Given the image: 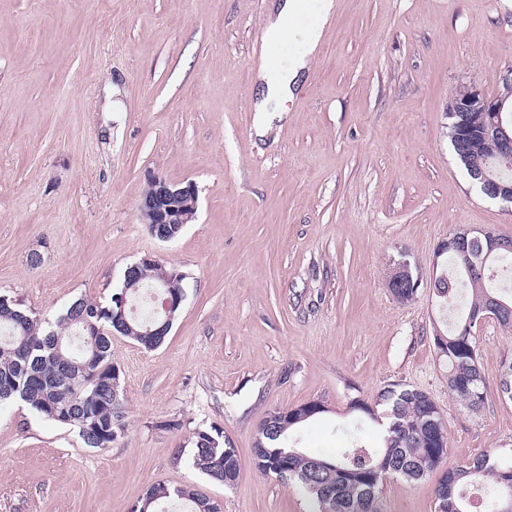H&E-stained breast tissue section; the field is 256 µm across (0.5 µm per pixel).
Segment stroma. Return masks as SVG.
<instances>
[{
  "label": "stroma",
  "instance_id": "1",
  "mask_svg": "<svg viewBox=\"0 0 512 512\" xmlns=\"http://www.w3.org/2000/svg\"><path fill=\"white\" fill-rule=\"evenodd\" d=\"M284 119L258 135L252 81L271 0H0V295L55 318L106 306L144 258L184 273L185 300L148 351L112 338L125 429L110 448L25 403L0 406V512H131L156 481L222 512H308L298 485L259 473L266 410L321 401L290 434L308 454L360 442L353 399L390 383L426 391L448 432L445 467L512 460L499 397L512 331L477 335L488 398L455 401L434 343L436 249L457 227L512 238V213L475 187L448 138L462 85L497 94L512 67V0H331ZM194 182L195 220L164 242L137 208L149 173ZM408 260L418 291L388 279ZM219 428L235 488L191 465ZM436 478L390 476L379 512H434Z\"/></svg>",
  "mask_w": 512,
  "mask_h": 512
}]
</instances>
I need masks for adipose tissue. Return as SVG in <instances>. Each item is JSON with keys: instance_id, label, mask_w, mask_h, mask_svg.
<instances>
[{"instance_id": "ef3b65f1", "label": "adipose tissue", "mask_w": 512, "mask_h": 512, "mask_svg": "<svg viewBox=\"0 0 512 512\" xmlns=\"http://www.w3.org/2000/svg\"><path fill=\"white\" fill-rule=\"evenodd\" d=\"M301 9L299 0H275L267 17L266 33L269 42L282 37L301 39L302 52L290 58L262 55L254 71L258 92L252 100L253 111L260 113L284 112L285 104L293 96V88L302 71L307 70L311 57L322 37L330 7L322 5L317 21L309 26L295 25Z\"/></svg>"}]
</instances>
